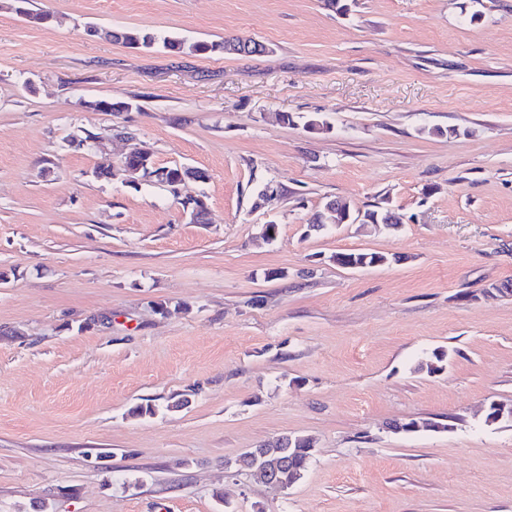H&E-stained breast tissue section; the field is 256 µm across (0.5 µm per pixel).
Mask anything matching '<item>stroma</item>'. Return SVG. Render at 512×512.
I'll return each instance as SVG.
<instances>
[{
  "mask_svg": "<svg viewBox=\"0 0 512 512\" xmlns=\"http://www.w3.org/2000/svg\"><path fill=\"white\" fill-rule=\"evenodd\" d=\"M7 3L0 512H512V0ZM134 142L205 180L101 177ZM334 199L400 225L308 233ZM287 435L316 442L290 489L226 476ZM109 36L114 42H121L133 48H152L157 43H162L163 47L179 54L198 55L214 52H223L224 54H238L233 52L232 43L240 42L243 39H251L244 37L224 38L222 41L214 42H193L188 43L186 40L174 35H152L149 33H141L135 30L112 31Z\"/></svg>",
  "mask_w": 512,
  "mask_h": 512,
  "instance_id": "stroma-1",
  "label": "stroma"
}]
</instances>
